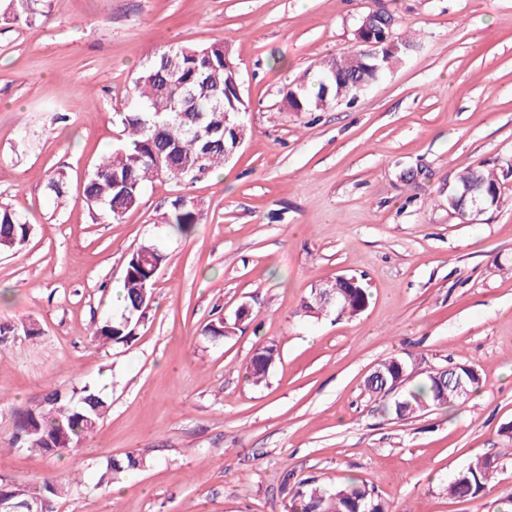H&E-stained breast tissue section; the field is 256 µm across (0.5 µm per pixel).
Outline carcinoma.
I'll return each mask as SVG.
<instances>
[{"label": "carcinoma", "mask_w": 512, "mask_h": 512, "mask_svg": "<svg viewBox=\"0 0 512 512\" xmlns=\"http://www.w3.org/2000/svg\"><path fill=\"white\" fill-rule=\"evenodd\" d=\"M231 55L222 42L203 48L166 46L147 62L133 82L131 106L116 113L122 126L123 139L105 153L88 170L78 186L79 196L94 221L117 222L127 212L142 204L147 188L164 179H194L217 170L224 164V145L244 140L247 127L240 123L236 130L224 132V113L245 111L246 104L235 92L238 75L224 68V56ZM368 56L366 45L357 46L350 55L332 60L321 69L314 84L300 83L288 91V104L298 112H317L338 100L339 88L377 82L386 69ZM68 175L57 171L48 178V189L60 201L66 194ZM501 184L489 169H468L448 185V209L470 218L474 203L487 209L497 206ZM203 220V213L185 197L171 200L157 217V223L169 232L185 236ZM31 229L28 222L6 203H0V252L23 245ZM166 259L154 242L141 244L129 254L123 277V309L118 317L105 318L91 330L92 341L101 345L127 344L134 338V323L148 317L152 298L154 270ZM339 295V312L356 315L368 303L367 288L361 281L337 279L303 300L301 309L307 317L325 314L335 305L326 296ZM250 311L240 308L235 323L219 318L205 327L214 339L235 333L236 323L248 318ZM279 356L274 344H262L250 363V377L258 385L265 380ZM411 355L390 357L379 363L387 385L401 374L410 372ZM464 375L468 392L482 384L480 374L472 367L457 364ZM439 370L432 369L417 385L405 389L394 400L388 412L398 420H407L431 408L458 406L467 398L440 383ZM109 410L100 392L87 385L62 390L50 388L37 406L18 416L11 447L35 449L53 455L60 448H70L90 434ZM143 465V460L127 455L112 459L108 467L120 473ZM498 458L477 456L448 484V494L459 498H476L494 478ZM62 485L48 480L44 491L29 492L11 480L0 477V495L24 510V505L41 497L46 502L61 495ZM290 512H387L385 503L373 488L351 479L332 489L315 483L300 482L289 491Z\"/></svg>", "instance_id": "obj_1"}]
</instances>
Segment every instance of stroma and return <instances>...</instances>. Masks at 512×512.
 <instances>
[{
    "label": "stroma",
    "instance_id": "obj_1",
    "mask_svg": "<svg viewBox=\"0 0 512 512\" xmlns=\"http://www.w3.org/2000/svg\"><path fill=\"white\" fill-rule=\"evenodd\" d=\"M379 10L417 49L353 102L290 110L289 85L354 51ZM214 42L248 107L223 178L158 182L121 221H93L77 186L120 139L136 74L162 47ZM479 165L502 200L471 224L448 183ZM178 196L204 214L186 237L155 225ZM0 201L34 226L0 253V323L41 331L0 346V477L64 479L53 512H285L286 470L364 481L391 512H501L512 494V0H0ZM155 238L168 259L148 319L131 344L92 343L128 255ZM339 276L363 282L365 309L304 316ZM220 316L237 329L215 341ZM264 342L280 358L256 385ZM408 353L420 374L475 367L480 399L395 419L365 379ZM86 383L110 404L92 434L52 456L10 448L49 387ZM130 452L143 467L101 482ZM481 455L499 459L482 497L450 496ZM249 315L250 311L245 309V307H241L236 313L235 320L236 322H241L248 318ZM236 322L230 324L227 321H224V319L218 318L216 321H212L205 327V333L217 340L228 338L235 333L237 325Z\"/></svg>",
    "mask_w": 512,
    "mask_h": 512
}]
</instances>
